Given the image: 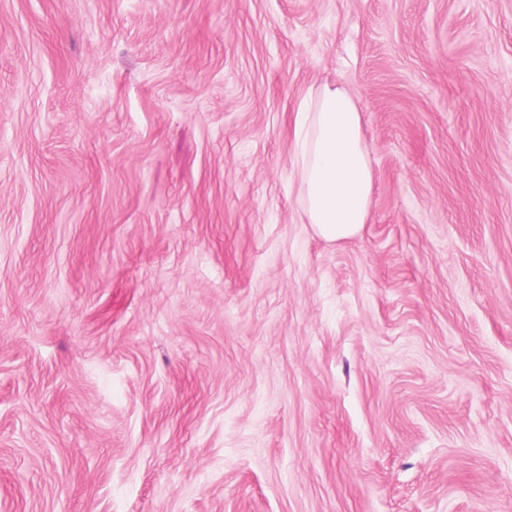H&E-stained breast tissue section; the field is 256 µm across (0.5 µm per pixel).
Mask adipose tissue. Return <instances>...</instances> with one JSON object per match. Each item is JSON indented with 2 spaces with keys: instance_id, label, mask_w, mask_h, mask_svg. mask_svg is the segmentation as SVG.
I'll list each match as a JSON object with an SVG mask.
<instances>
[{
  "instance_id": "1",
  "label": "adipose tissue",
  "mask_w": 512,
  "mask_h": 512,
  "mask_svg": "<svg viewBox=\"0 0 512 512\" xmlns=\"http://www.w3.org/2000/svg\"><path fill=\"white\" fill-rule=\"evenodd\" d=\"M293 164L303 223L330 242L358 235L370 213L373 161L345 87H321L299 105Z\"/></svg>"
}]
</instances>
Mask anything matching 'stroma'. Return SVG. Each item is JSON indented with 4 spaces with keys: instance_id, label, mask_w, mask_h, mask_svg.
<instances>
[{
    "instance_id": "obj_1",
    "label": "stroma",
    "mask_w": 512,
    "mask_h": 512,
    "mask_svg": "<svg viewBox=\"0 0 512 512\" xmlns=\"http://www.w3.org/2000/svg\"><path fill=\"white\" fill-rule=\"evenodd\" d=\"M0 512H512V0H0ZM293 164L303 223L330 242L358 235L370 213L373 161L345 87L323 86L299 105Z\"/></svg>"
}]
</instances>
